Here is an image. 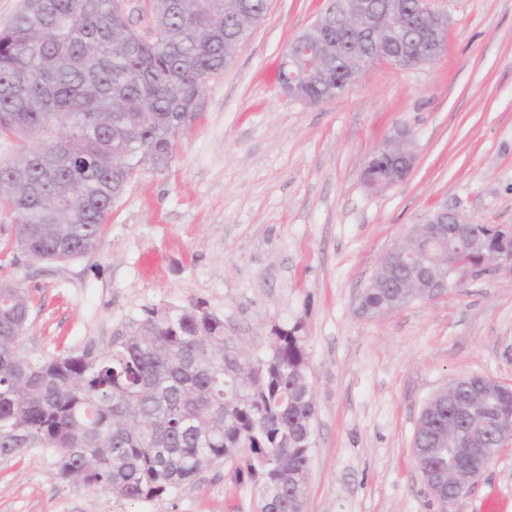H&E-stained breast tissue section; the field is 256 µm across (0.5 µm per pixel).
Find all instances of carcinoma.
I'll use <instances>...</instances> for the list:
<instances>
[{
  "label": "carcinoma",
  "instance_id": "obj_1",
  "mask_svg": "<svg viewBox=\"0 0 512 512\" xmlns=\"http://www.w3.org/2000/svg\"><path fill=\"white\" fill-rule=\"evenodd\" d=\"M154 38L138 39L118 0H31L0 29V135L37 138L41 146L0 164V210L16 216L15 237L30 260L94 254L112 205L141 165L166 167L177 136L203 109L204 87L224 71L252 28L238 0H148ZM352 0H329L339 25L319 34L334 74L311 83L314 101L341 97L346 78L364 69L377 34L350 35ZM383 155L366 185L386 187ZM492 224H474L485 248L438 242L485 270L497 252ZM386 256L363 291L372 313L409 303L420 285L389 287ZM26 292L0 283V458L34 448L57 454V475L121 499L150 502L208 466L242 456L238 477L261 491V512H304L311 462L307 448L316 406L302 326L274 330L257 368L224 336V319L200 305L152 309L112 341V348L36 362L20 351L27 329ZM492 412L512 422V386L494 379ZM472 381L425 413L416 446L462 427L453 406ZM436 464L453 478L455 452L445 442Z\"/></svg>",
  "mask_w": 512,
  "mask_h": 512
}]
</instances>
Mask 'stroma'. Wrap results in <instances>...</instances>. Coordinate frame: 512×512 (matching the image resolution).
I'll list each match as a JSON object with an SVG mask.
<instances>
[{"label": "stroma", "mask_w": 512, "mask_h": 512, "mask_svg": "<svg viewBox=\"0 0 512 512\" xmlns=\"http://www.w3.org/2000/svg\"><path fill=\"white\" fill-rule=\"evenodd\" d=\"M450 19L434 64L381 61L317 106L282 90L288 44L328 0H270L264 21L205 86V107L168 166L138 169L114 203L98 251L34 261L0 212V281L24 288L21 351L35 361L108 351L147 311L197 303L250 357L301 323L316 419L304 512H439L413 460L428 400L460 376L512 385V276L488 274L378 316L357 296L385 253L446 206L512 224V0H429ZM408 127L410 176L376 192L364 163ZM512 512V446L456 512L488 499ZM233 461L153 502L56 476V455L0 459V512H260Z\"/></svg>", "instance_id": "1"}]
</instances>
